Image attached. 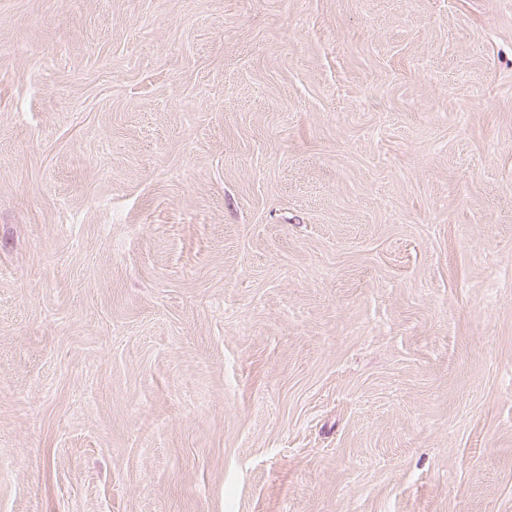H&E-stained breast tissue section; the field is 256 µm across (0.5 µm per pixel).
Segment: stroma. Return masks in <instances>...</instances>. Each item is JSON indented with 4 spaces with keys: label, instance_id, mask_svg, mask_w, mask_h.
I'll return each instance as SVG.
<instances>
[{
    "label": "stroma",
    "instance_id": "35a3bbf8",
    "mask_svg": "<svg viewBox=\"0 0 512 512\" xmlns=\"http://www.w3.org/2000/svg\"><path fill=\"white\" fill-rule=\"evenodd\" d=\"M0 512H512V0H0Z\"/></svg>",
    "mask_w": 512,
    "mask_h": 512
}]
</instances>
